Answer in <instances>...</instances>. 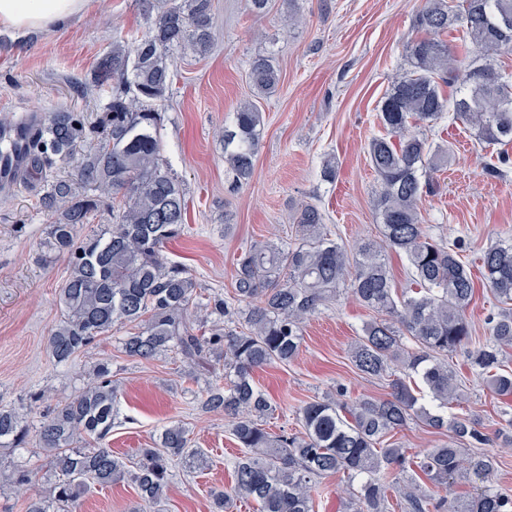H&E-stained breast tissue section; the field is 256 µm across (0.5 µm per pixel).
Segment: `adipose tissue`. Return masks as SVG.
Returning a JSON list of instances; mask_svg holds the SVG:
<instances>
[{
  "instance_id": "adipose-tissue-1",
  "label": "adipose tissue",
  "mask_w": 512,
  "mask_h": 512,
  "mask_svg": "<svg viewBox=\"0 0 512 512\" xmlns=\"http://www.w3.org/2000/svg\"><path fill=\"white\" fill-rule=\"evenodd\" d=\"M94 0H0V27L50 30L85 16Z\"/></svg>"
}]
</instances>
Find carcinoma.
<instances>
[{
  "label": "carcinoma",
  "instance_id": "obj_1",
  "mask_svg": "<svg viewBox=\"0 0 512 512\" xmlns=\"http://www.w3.org/2000/svg\"><path fill=\"white\" fill-rule=\"evenodd\" d=\"M213 20V0H170L134 51L117 43L97 62L89 84L107 93V102L95 121L88 125L74 112H54L32 145L33 173L47 180L38 203L54 216L44 258L69 259L59 295L62 317L48 336L52 358L66 364L120 324L130 327L121 339L128 358L151 361L172 352L190 370L224 360V383L208 387L201 411L231 417L244 453L234 462L231 487L212 492L215 512H228L236 498L254 501L258 512H314L316 480L336 473L357 483L346 512H388L392 498L402 512H512V494L488 486L495 459L472 450L487 436L468 418L450 419L419 403L420 391L409 384L418 378L438 407L447 406L460 387L448 355L465 348L486 387L512 399V372L503 369L512 349V243L491 245L481 257L483 278L502 304L481 343L466 316L476 287L460 248L430 236L418 209L447 151L407 133L412 124L433 126L451 110L480 142L512 144V76L496 64L512 52V0H422L415 15L421 36L407 46L412 70L385 94L379 121L386 134L368 149L380 181L379 235L350 253L331 238L318 207L302 206L294 218L296 246L254 242L236 258L233 289L246 305L242 311L216 295L200 303L195 278L165 254L166 244L184 233L187 200L161 158L163 114L155 102L172 86L169 52L206 55ZM457 28L472 56L467 65L440 39ZM249 80L256 94L268 95L281 73L258 57ZM451 85L456 96L450 102L443 87ZM262 130V113L250 102L224 128V158L239 185L252 176ZM90 137L101 145L83 158L75 180L48 179L57 160ZM76 181L84 192L76 191ZM101 209L112 212V223L78 237V228ZM393 251L408 261L410 288L402 293L388 264ZM342 289L377 314L351 349L355 368L383 377L395 366L402 376L391 380L383 399L351 402L341 388L335 397L312 400L299 410L302 431L274 435L265 427L274 408L253 371L292 361L305 321ZM192 308L204 312L200 325H209L208 334H197L187 320ZM118 393L111 362L103 360L82 388L35 426L0 408V447L24 448L33 439L54 473V481L28 498L26 512H73L88 484L110 486L127 476L140 499L130 512H149L165 499L173 461L190 454L188 431L169 424L135 460L113 455L106 440L118 415ZM412 422L449 432L448 442L416 456L401 485L389 471L405 468L406 453L390 438ZM461 476L475 482L474 493L439 495Z\"/></svg>",
  "mask_w": 512,
  "mask_h": 512
}]
</instances>
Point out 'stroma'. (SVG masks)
I'll return each mask as SVG.
<instances>
[{"label":"stroma","instance_id":"1","mask_svg":"<svg viewBox=\"0 0 512 512\" xmlns=\"http://www.w3.org/2000/svg\"><path fill=\"white\" fill-rule=\"evenodd\" d=\"M214 5L211 52L201 59L173 53L174 82L161 106L159 141L188 203L184 233L168 243L166 254L187 267L204 294L228 300L241 248L265 240L294 246L293 217L302 205H317L347 247L376 235L380 186L367 145L384 133L378 119L383 96L409 68L406 46L417 35L413 18L421 0H271L261 17L250 12L248 0ZM146 31L140 0H95L89 14L55 30L0 27V117L69 109L94 120L105 93L79 92L75 83L88 81L113 42L130 47ZM259 55L270 57L282 75L268 96L256 94L248 79ZM246 100L264 113L265 127L254 173L236 187L218 133ZM409 131L449 149L448 165L434 173V191L419 209L431 236L464 242L463 259L478 281L467 316L475 335L488 337V319L500 305L479 282L480 257L491 243L512 240V165L502 176H489L495 150L448 116ZM328 159L336 165L331 182L321 176ZM40 187L30 178L13 193H0V407L38 421L82 387L95 364L110 360L120 406L109 437L114 454L152 447L161 427L182 423L201 456L177 461L163 509L211 512L210 489L231 485L233 463L242 454L229 419L199 409L208 384L223 379V365L192 375L169 355L129 359L120 351L126 334L120 325L72 362L56 364L47 337L61 319L59 291L69 261H37L52 222L38 205ZM372 317L349 290H340L304 324L293 362L254 372L257 387L276 407L266 421L270 432L300 431V405L335 395L340 386L351 400L387 397L389 378L360 374L350 358L351 344ZM451 363L462 387L448 413L471 419L487 435L482 450L499 462L494 480L512 490V452L501 448L498 435L512 422V401L484 388L466 352L454 354ZM39 390L47 400L31 402ZM136 500L131 482L95 486L78 512H129Z\"/></svg>","mask_w":512,"mask_h":512}]
</instances>
